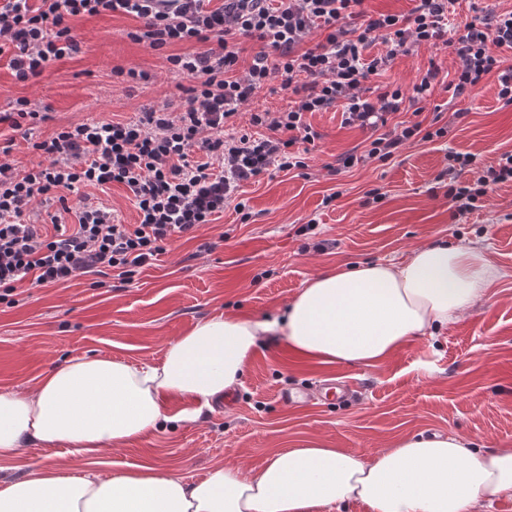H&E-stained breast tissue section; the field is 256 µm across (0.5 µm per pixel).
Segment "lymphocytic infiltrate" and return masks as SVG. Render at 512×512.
I'll use <instances>...</instances> for the list:
<instances>
[{"instance_id": "lymphocytic-infiltrate-1", "label": "lymphocytic infiltrate", "mask_w": 512, "mask_h": 512, "mask_svg": "<svg viewBox=\"0 0 512 512\" xmlns=\"http://www.w3.org/2000/svg\"><path fill=\"white\" fill-rule=\"evenodd\" d=\"M0 0V56L8 55L16 81L38 77L52 62L77 54L81 43L69 25L77 16L121 13L142 19L132 40L153 50L176 43L196 51L168 56L170 71L189 86L178 111L162 106L129 121L91 120L64 127L33 142L36 166L9 162L0 147V301L21 284L42 287L87 274L115 271L132 281L164 253L168 242L195 233L223 215L226 207L244 213L236 193L242 182L270 170L305 168L300 142L316 138L307 114L342 106L347 124L377 130L363 154L341 157L348 169L372 159H390L413 140L444 137L447 126L413 123L386 131L389 114L402 105L427 101L438 76L431 68L412 86L385 88L367 96L369 76L386 69L412 47L444 42L459 58L454 91L462 95L489 74L498 76V97L512 104V11L475 10L459 36L448 33L457 0H415L408 14H367L364 0ZM323 36L310 42L314 30ZM259 42L243 77H233L239 43ZM385 53L365 57L375 41ZM295 95L287 111L251 113V131H238L240 106L273 76ZM469 153H452L445 170L449 208L455 215L476 210L493 186L512 182V153L486 168L472 183L459 177L473 166ZM123 185L139 212L122 223L111 208L82 196L79 186ZM56 194L59 207L47 223L27 222L38 199Z\"/></svg>"}]
</instances>
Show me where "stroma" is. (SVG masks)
<instances>
[{
	"instance_id": "35a3bbf8",
	"label": "stroma",
	"mask_w": 512,
	"mask_h": 512,
	"mask_svg": "<svg viewBox=\"0 0 512 512\" xmlns=\"http://www.w3.org/2000/svg\"><path fill=\"white\" fill-rule=\"evenodd\" d=\"M138 19L114 14L73 20L80 54L51 63L36 79L16 82L0 59V113L25 98L47 113L34 137L92 119L127 121L164 102H179V80L168 54L128 38ZM439 71L422 112L390 115L389 127L414 122L447 124L446 137L401 147L391 160H373L341 174L331 171L347 152H363L370 130L344 124L341 109L308 115L317 133L307 144L306 169L271 174L242 184L238 194L252 214L233 209L200 227L195 238L170 242L154 265L133 282L114 277L93 286L81 276L64 284L18 289L0 303V391L27 392L67 360L108 356L132 365L160 364L172 342L216 313L280 314L313 276L356 263L404 262L421 245L446 242L482 249L502 276L483 303L436 336L410 340L378 367L324 364L294 353L274 336L254 355L230 404L205 412L175 430L158 431L85 463L104 475L140 466L203 479L217 465L250 470L302 437L370 458L410 434H456L486 449L512 448V183L498 185L481 210L454 223L447 187L437 176L448 151L471 153L490 165L512 152V104L498 98L496 75L454 96L458 57L442 45L423 44L395 58L367 85L410 88L428 68ZM151 75L129 85L127 71ZM384 198L369 202L366 193ZM316 220L325 252L304 250L296 227ZM211 251H199L201 243ZM356 379L359 396L327 408H287L281 391L303 390L319 378ZM67 447L32 449L0 462L5 474L26 477L46 466L67 468Z\"/></svg>"
}]
</instances>
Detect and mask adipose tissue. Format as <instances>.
<instances>
[{
    "mask_svg": "<svg viewBox=\"0 0 512 512\" xmlns=\"http://www.w3.org/2000/svg\"><path fill=\"white\" fill-rule=\"evenodd\" d=\"M501 275L475 246L433 243L401 264L360 263L310 279L283 314H215L172 343L161 365L68 360L25 394L0 392V458L67 444L91 457L186 422L238 386L268 336L325 364L378 366L486 301ZM170 400L191 409L170 416ZM512 497V448L485 450L453 434L399 438L370 459L302 438L248 472L211 469L188 481L150 466L106 476L43 468L0 480V512H484Z\"/></svg>",
    "mask_w": 512,
    "mask_h": 512,
    "instance_id": "obj_1",
    "label": "adipose tissue"
}]
</instances>
